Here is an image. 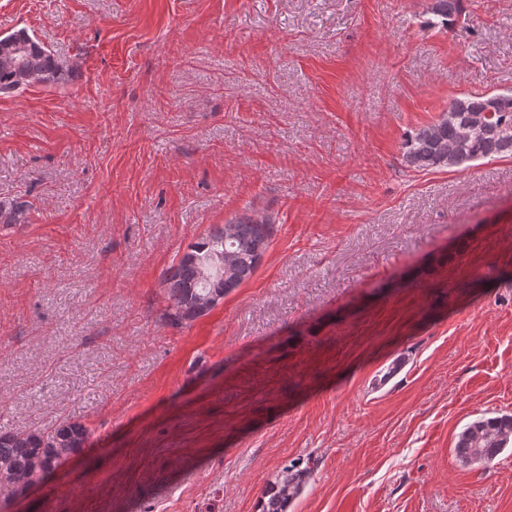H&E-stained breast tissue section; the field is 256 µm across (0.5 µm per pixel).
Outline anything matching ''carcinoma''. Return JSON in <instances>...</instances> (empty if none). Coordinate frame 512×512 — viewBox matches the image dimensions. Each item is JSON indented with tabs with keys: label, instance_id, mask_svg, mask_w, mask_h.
I'll return each instance as SVG.
<instances>
[{
	"label": "carcinoma",
	"instance_id": "carcinoma-1",
	"mask_svg": "<svg viewBox=\"0 0 512 512\" xmlns=\"http://www.w3.org/2000/svg\"><path fill=\"white\" fill-rule=\"evenodd\" d=\"M464 11V0H433L431 12L444 27ZM74 65L45 47L24 29L0 38V93H12L44 82H67ZM512 157V91L491 96L462 95L427 125L405 134L404 165L416 171L468 167L473 162ZM32 204L0 198V224H27ZM275 225L253 212L216 225L190 244L162 277L167 296L164 320L174 327L208 314L224 296L247 282L269 248ZM216 252L229 256L224 271L206 279L201 270ZM89 439L79 422L50 430L0 432V509L28 486L43 482ZM512 443V416L479 418L458 435L456 455L467 464H491ZM310 478L299 466L285 468L264 493L262 512H285Z\"/></svg>",
	"mask_w": 512,
	"mask_h": 512
}]
</instances>
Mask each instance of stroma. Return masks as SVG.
<instances>
[{"mask_svg": "<svg viewBox=\"0 0 512 512\" xmlns=\"http://www.w3.org/2000/svg\"><path fill=\"white\" fill-rule=\"evenodd\" d=\"M0 0L76 66L0 94V431L84 424L8 512H512V157L416 172L404 135L512 90V0ZM253 211V277L164 322L163 272ZM402 367L386 371L393 361ZM464 11V0H433L431 12L448 28ZM0 198V224L12 226L26 224L30 220L32 204L20 198ZM512 443V416L479 418L458 435L456 455L467 464H491ZM309 478L307 468L286 467L264 493L262 512H285V506L301 493Z\"/></svg>", "mask_w": 512, "mask_h": 512, "instance_id": "35a3bbf8", "label": "stroma"}]
</instances>
